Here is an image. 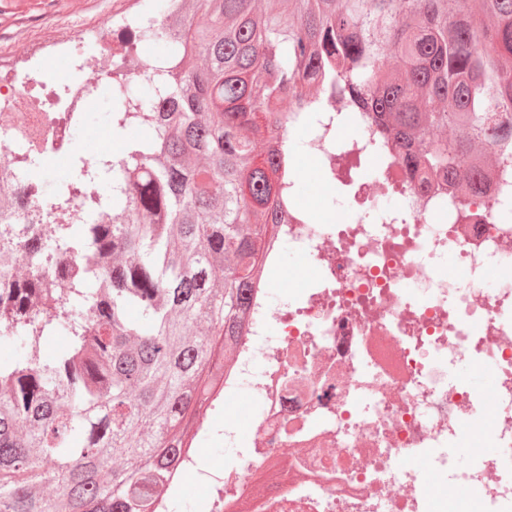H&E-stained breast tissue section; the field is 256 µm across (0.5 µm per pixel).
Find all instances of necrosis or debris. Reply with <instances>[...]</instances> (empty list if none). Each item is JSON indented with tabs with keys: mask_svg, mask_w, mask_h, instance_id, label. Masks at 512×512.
Listing matches in <instances>:
<instances>
[{
	"mask_svg": "<svg viewBox=\"0 0 512 512\" xmlns=\"http://www.w3.org/2000/svg\"><path fill=\"white\" fill-rule=\"evenodd\" d=\"M42 66L33 56L16 68L0 49L1 187L13 182L17 135L41 146L55 138L31 98V72ZM325 106L292 113L288 132L301 134L332 191L339 157L367 134L363 113L337 111L332 99ZM366 162L379 176L356 182L337 217L292 205L278 227L235 357L207 404L224 415L233 461L213 470L187 447L171 475L172 484L205 488V512H454L456 488L480 512H512V224L500 223L485 187L462 205L429 182L402 184L397 158ZM393 183L394 214L361 223V206ZM282 239L312 273L273 305L267 290L280 278ZM449 255L450 277L441 273ZM492 271L495 289L485 285ZM461 359L494 368L488 391L454 377ZM244 392L259 412L242 406ZM482 421L496 453L458 467L449 448Z\"/></svg>",
	"mask_w": 512,
	"mask_h": 512,
	"instance_id": "necrosis-or-debris-1",
	"label": "necrosis or debris"
}]
</instances>
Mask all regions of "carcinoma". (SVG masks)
Here are the masks:
<instances>
[{"label": "carcinoma", "instance_id": "carcinoma-1", "mask_svg": "<svg viewBox=\"0 0 512 512\" xmlns=\"http://www.w3.org/2000/svg\"><path fill=\"white\" fill-rule=\"evenodd\" d=\"M156 2L114 30L102 73L115 130L147 131L117 156L73 154L53 195L30 174L0 188V342L19 349L0 363V512H148L164 491L289 204L288 113L322 95L363 112L407 177L462 199L512 169V0ZM143 43L163 53L134 73ZM67 101L58 87L50 107L69 128ZM366 171L352 153L345 179ZM56 331L68 345L41 355Z\"/></svg>", "mask_w": 512, "mask_h": 512}]
</instances>
